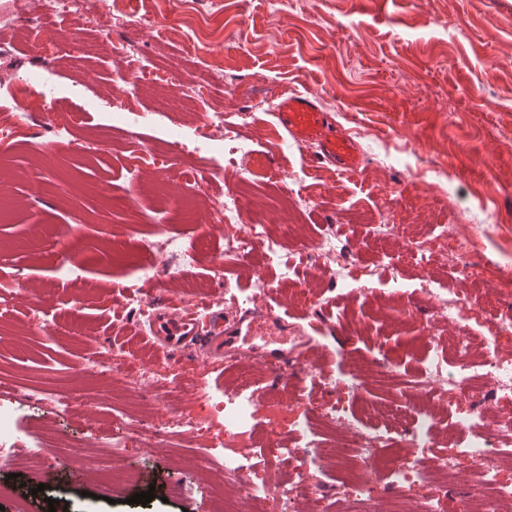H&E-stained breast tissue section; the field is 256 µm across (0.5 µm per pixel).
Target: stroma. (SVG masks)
<instances>
[{"label": "stroma", "instance_id": "stroma-1", "mask_svg": "<svg viewBox=\"0 0 512 512\" xmlns=\"http://www.w3.org/2000/svg\"><path fill=\"white\" fill-rule=\"evenodd\" d=\"M92 11L146 15L149 26L116 29L130 56H70L43 62L19 29L32 13L30 0H0V107L11 105L14 68H34L55 91L56 107L83 118L72 135L55 122L32 120L0 138V182L13 205L0 222V273L19 283L8 311L0 313V383L13 405L12 444L19 455L40 449L63 455L67 467L40 474L16 464L0 468V512H214L208 488L224 481L225 452L254 460L269 434L291 448L319 449L326 465L316 472L322 490L336 493L347 476L336 465L335 439L346 427L325 419L343 402L352 427L396 418L394 447L414 419L435 414L437 442L469 444L452 413L436 409L413 385L419 368L436 354L456 368L457 338L481 352L488 325L512 315V0H294L281 13L278 0H89ZM182 73L208 70L211 87L194 112H166L161 97L175 86L156 83L165 58ZM138 60L140 111L151 124L134 134L111 127V97L125 94L124 75ZM315 97L337 128L361 147V167L350 174L312 162L287 140L274 116L281 97ZM222 105L249 149L257 188L246 201L243 223L266 216V201L288 195L285 217L293 232L285 253L339 234L361 266L360 281L343 269L328 271L303 260L300 294L261 256L242 261L226 254L238 226L215 223L210 211L183 223L179 200L183 169L223 168L224 192L238 175L219 146L174 168L165 193L151 173L129 175V149L164 151V130L182 123L188 136L209 135L210 108ZM430 238L447 231L448 254L418 262L391 225ZM175 238L196 248L197 260L169 267L159 287L178 304L204 298L228 304L264 279V297L276 314L313 326L307 363H290L273 381L253 354L231 369L196 348L175 352L140 330L126 308L124 285L131 265L112 250L138 249L143 240ZM470 264L459 277L457 256ZM222 276H215V264ZM438 279L444 298L483 305L485 324L440 317L435 300L419 295L420 276ZM111 363V375L86 370L89 356ZM388 360L389 380L373 371L356 379L359 363ZM339 377V386L313 383L309 366ZM245 391L257 400L252 439L224 442V415L214 408L226 394ZM150 401L155 416L189 419L181 432L143 436L127 450L141 482L106 487L95 470L109 456L106 441L126 414ZM45 492H38V485ZM153 491L147 505L131 496Z\"/></svg>", "mask_w": 512, "mask_h": 512}]
</instances>
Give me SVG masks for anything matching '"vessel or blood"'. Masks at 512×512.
<instances>
[{
  "instance_id": "vessel-or-blood-1",
  "label": "vessel or blood",
  "mask_w": 512,
  "mask_h": 512,
  "mask_svg": "<svg viewBox=\"0 0 512 512\" xmlns=\"http://www.w3.org/2000/svg\"><path fill=\"white\" fill-rule=\"evenodd\" d=\"M276 117L297 146L310 151L312 160L346 170L357 167L356 143L336 130L315 99L301 94L285 97ZM153 333L170 349L197 342L214 357L241 354L243 343L259 338L266 346L267 368L277 369L288 362L285 329L260 307L242 313L224 308L203 315L195 306L176 312L161 306L154 313Z\"/></svg>"
}]
</instances>
